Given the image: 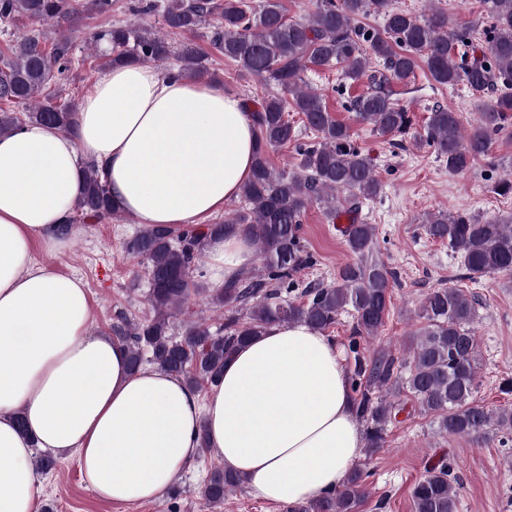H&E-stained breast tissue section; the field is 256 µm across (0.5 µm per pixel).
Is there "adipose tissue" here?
Here are the masks:
<instances>
[{"mask_svg": "<svg viewBox=\"0 0 512 512\" xmlns=\"http://www.w3.org/2000/svg\"><path fill=\"white\" fill-rule=\"evenodd\" d=\"M254 120L222 84L138 62L106 71L73 133L28 123L0 136V512H39L35 449L76 454L103 500L151 502L200 443L265 502L292 507L341 487L364 438L341 356L303 323L271 324L199 397L163 369L128 368L125 343L90 331L81 279L37 265L95 165L113 208L144 226H199L252 174ZM214 287L254 257L241 232L206 242ZM22 414L26 430L14 416Z\"/></svg>", "mask_w": 512, "mask_h": 512, "instance_id": "ef3b65f1", "label": "adipose tissue"}]
</instances>
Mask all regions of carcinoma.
Returning <instances> with one entry per match:
<instances>
[{"label": "carcinoma", "instance_id": "obj_1", "mask_svg": "<svg viewBox=\"0 0 512 512\" xmlns=\"http://www.w3.org/2000/svg\"><path fill=\"white\" fill-rule=\"evenodd\" d=\"M491 21L487 45L476 43L474 28L448 32V15L418 19L394 6L393 0H319L312 15L288 17L281 0H137L132 10L160 18L168 33H202L212 51L239 72L261 83L253 110L256 152L250 179L241 188L243 210L224 221L174 231L152 227L139 231L127 250L140 259L149 284L153 316L122 319L112 333L125 342L131 370L153 364L181 377L197 390L224 374V362L238 346L272 323H305L325 330L346 310L353 312V337L373 338L384 327L391 305L393 272L374 256L376 225L358 221L360 204L378 198L383 184L370 156L353 143L349 126L337 120L323 96L300 85L306 71L320 73L341 67L351 81L367 79L371 88L350 100L359 121L380 138L391 141L412 126L410 112L393 98L392 87L410 84L419 68L440 85L460 81L473 90L503 88L466 130L460 114L443 104L428 109L417 144L434 149L448 171L462 174L488 155L493 137L512 116V0H483ZM77 0H0V25L15 27L26 20L32 28L11 35L0 48V135L29 123H44L72 133L79 104L57 102L45 92L57 76L85 65L74 55L73 41L59 39L44 46L38 26L69 23ZM375 14L380 28H366L360 19ZM107 48L96 67L110 69L130 61L158 63L166 72L200 81L209 75L205 54L194 48L176 50L150 28L115 22L92 34ZM313 134L301 142L288 113ZM293 146L299 156L294 169L273 167L269 151ZM84 191L65 232L79 219L116 217L108 188L93 166L84 170ZM322 204L329 222L343 215L341 229L354 261L343 265L336 281L314 283L300 297L285 298L283 290L312 262L299 235L302 216L312 202ZM244 231L258 249L265 274H240L212 295L208 305L225 311L224 327L213 332L204 324L172 332L170 319L191 296L200 293L192 280L196 260L207 238L229 230ZM423 230L448 244L460 256L470 279L489 274L512 275V219H480L467 212L430 215ZM425 325L413 334L405 363L389 351L355 360L353 392L357 417L365 426L371 457L386 447L389 424L403 410L400 397L413 398L422 413L448 435L484 437L512 431V409L490 410L474 397L477 339L473 330L475 301L462 289L435 288L424 299ZM446 461L426 468L414 484V512H457V495ZM243 485L236 474L217 465L202 496L209 506ZM366 492L363 475L354 470L339 489L294 506L290 512H359Z\"/></svg>", "mask_w": 512, "mask_h": 512}]
</instances>
